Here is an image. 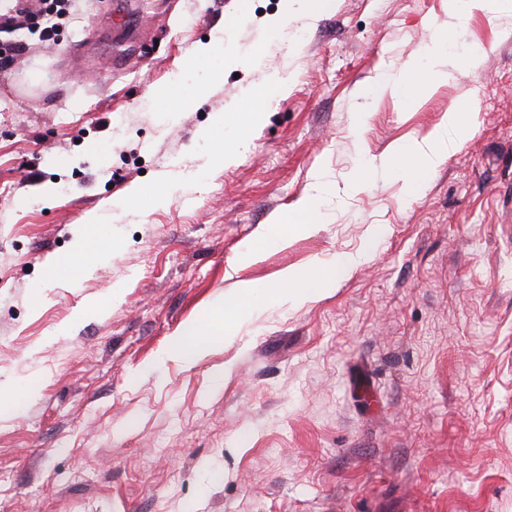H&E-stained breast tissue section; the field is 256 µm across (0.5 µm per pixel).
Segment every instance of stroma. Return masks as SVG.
<instances>
[{
	"mask_svg": "<svg viewBox=\"0 0 512 512\" xmlns=\"http://www.w3.org/2000/svg\"><path fill=\"white\" fill-rule=\"evenodd\" d=\"M281 5L70 0L57 44L8 34L0 512H512V0H333L273 34ZM441 31L454 63L425 91ZM220 39L242 65L215 54L206 97L169 118L157 90ZM276 73L287 92L244 128ZM451 107L470 131L415 194L394 173L350 190ZM317 171L320 222L279 234ZM89 213L107 257L48 280L81 264ZM362 251L319 299L258 295L195 364L166 357L188 327H226L240 282Z\"/></svg>",
	"mask_w": 512,
	"mask_h": 512,
	"instance_id": "1",
	"label": "stroma"
}]
</instances>
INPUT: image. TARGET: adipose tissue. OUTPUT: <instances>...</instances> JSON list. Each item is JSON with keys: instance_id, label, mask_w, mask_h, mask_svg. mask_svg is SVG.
Here are the masks:
<instances>
[{"instance_id": "adipose-tissue-1", "label": "adipose tissue", "mask_w": 512, "mask_h": 512, "mask_svg": "<svg viewBox=\"0 0 512 512\" xmlns=\"http://www.w3.org/2000/svg\"><path fill=\"white\" fill-rule=\"evenodd\" d=\"M468 127L456 110H449L442 122L420 140L403 145L394 154L367 160L363 168L373 172L399 171L408 192H415L418 186L417 176L437 169L443 164L461 143ZM415 160V167H397V158ZM355 256L345 258L334 267H323L309 275L286 274L282 284L275 287L278 298L305 303L317 300L336 278L339 272L358 264Z\"/></svg>"}]
</instances>
